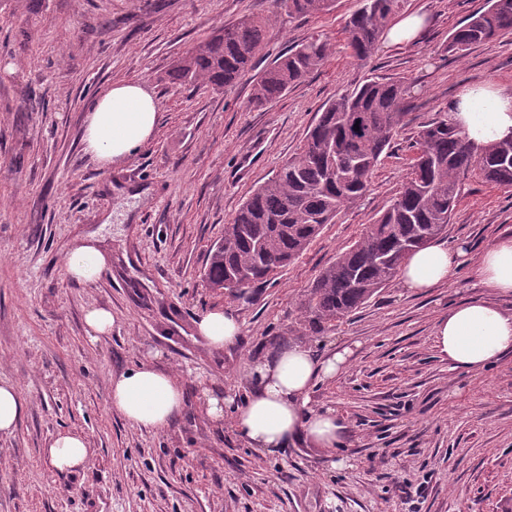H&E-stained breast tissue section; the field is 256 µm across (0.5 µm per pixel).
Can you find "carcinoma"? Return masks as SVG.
<instances>
[{
  "label": "carcinoma",
  "instance_id": "obj_1",
  "mask_svg": "<svg viewBox=\"0 0 512 512\" xmlns=\"http://www.w3.org/2000/svg\"><path fill=\"white\" fill-rule=\"evenodd\" d=\"M288 13L309 17L335 0H277ZM403 0H362L345 25L351 57L366 65ZM266 23L246 17L214 31L175 64L172 77L214 90L234 84L263 50ZM512 36V0H487L448 35L445 50ZM329 40L311 37L280 55L256 79L252 102L281 97L324 64ZM409 86L370 77L336 95L309 127L303 145L257 187L224 225V239L208 254L205 277L234 296L268 282L300 257L327 224L353 206L405 125ZM476 172L495 186L512 188V142H494L476 153L462 132L438 118L421 126L410 171L384 211L349 248L323 268L303 303L305 325L348 316L399 274L416 249L448 233L462 179Z\"/></svg>",
  "mask_w": 512,
  "mask_h": 512
}]
</instances>
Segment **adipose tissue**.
<instances>
[{
	"label": "adipose tissue",
	"instance_id": "ef3b65f1",
	"mask_svg": "<svg viewBox=\"0 0 512 512\" xmlns=\"http://www.w3.org/2000/svg\"><path fill=\"white\" fill-rule=\"evenodd\" d=\"M157 112L155 99L141 84H112L87 115L86 152L106 167L128 160L151 137ZM448 120L477 150L491 142L512 140V87L485 82L462 88L448 104ZM463 255L459 246L427 245L404 264L400 280L415 291L438 287L457 275ZM111 267L112 253L94 232L75 238L64 258L66 275L84 283L98 281ZM472 273L494 292L512 295V237L490 245ZM196 333L209 347L221 350L240 342L241 325L232 313L210 311L197 321ZM435 339L452 368L481 369L512 350V313L479 299L459 303L437 320ZM345 362L342 352L319 360L306 345L289 344L248 364L253 391L243 404L229 411L223 400L211 397L207 414L216 421L231 416L237 435L265 453L300 441L336 449L346 426L334 411L311 410L310 390L316 380L334 377ZM109 401L113 410L140 429L167 426L183 404L173 378L146 365L113 379ZM45 455L61 472H76L89 462L86 439L68 432L57 434Z\"/></svg>",
	"mask_w": 512,
	"mask_h": 512
}]
</instances>
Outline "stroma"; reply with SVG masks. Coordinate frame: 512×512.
I'll use <instances>...</instances> for the list:
<instances>
[{"label": "stroma", "instance_id": "obj_1", "mask_svg": "<svg viewBox=\"0 0 512 512\" xmlns=\"http://www.w3.org/2000/svg\"><path fill=\"white\" fill-rule=\"evenodd\" d=\"M486 0H405L423 13L411 43L378 46L367 67L345 45L358 0L299 18L275 0H0V382L25 412L0 437V512H512V351L477 371L451 368L434 324L456 304L493 297L468 269L417 293L392 281L348 318L306 330L301 304L319 272L352 245L399 191L407 146L466 85L512 86V39L445 52L450 31ZM267 19L254 69L216 91L180 84L176 61L222 25ZM316 35L327 62L275 101L251 102L257 73ZM410 88L409 120L366 194L274 282L239 297L203 278L210 247L241 203L302 144L319 108L367 77ZM153 95L157 123L128 161L99 165L83 141L88 110L115 82ZM102 229L112 269L93 284L67 277L71 238ZM512 234V190L470 175L448 234L470 259ZM112 313L91 335L86 311ZM241 323L237 346L197 336L204 313ZM289 342L318 357L347 354L317 381L310 408L348 426L331 451L311 444L263 454L204 396L243 403L244 365ZM141 364L169 374L180 414L137 429L112 410L113 379ZM84 435L86 469L68 475L44 450L58 433Z\"/></svg>", "mask_w": 512, "mask_h": 512}]
</instances>
